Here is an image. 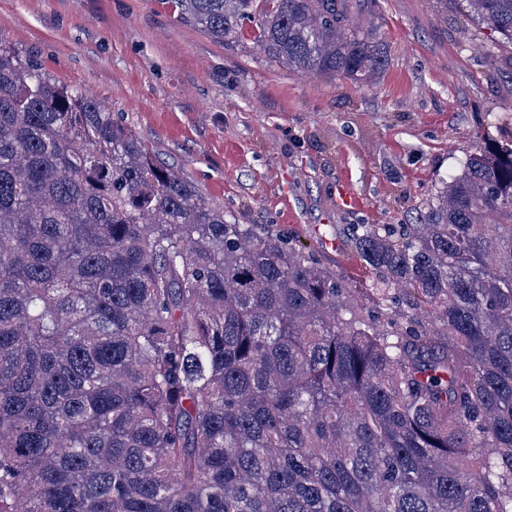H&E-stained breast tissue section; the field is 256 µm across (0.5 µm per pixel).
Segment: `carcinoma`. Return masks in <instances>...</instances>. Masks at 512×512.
Masks as SVG:
<instances>
[{"label":"carcinoma","instance_id":"1","mask_svg":"<svg viewBox=\"0 0 512 512\" xmlns=\"http://www.w3.org/2000/svg\"><path fill=\"white\" fill-rule=\"evenodd\" d=\"M356 83L368 0H170ZM512 45V0H462ZM338 245L236 224L0 40V512H512V145Z\"/></svg>","mask_w":512,"mask_h":512}]
</instances>
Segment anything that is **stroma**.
I'll use <instances>...</instances> for the list:
<instances>
[{"label": "stroma", "mask_w": 512, "mask_h": 512, "mask_svg": "<svg viewBox=\"0 0 512 512\" xmlns=\"http://www.w3.org/2000/svg\"><path fill=\"white\" fill-rule=\"evenodd\" d=\"M369 11L387 65L367 84L225 47L164 0H0V40L93 96L237 223L277 225L363 288L371 269L319 234L412 223L466 154L512 139V52L481 53L494 36L458 0Z\"/></svg>", "instance_id": "obj_1"}]
</instances>
